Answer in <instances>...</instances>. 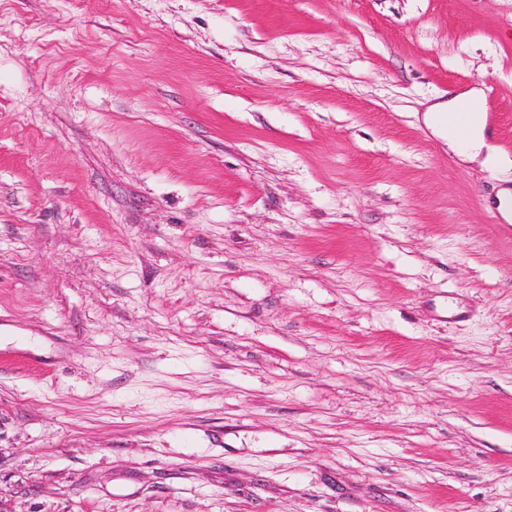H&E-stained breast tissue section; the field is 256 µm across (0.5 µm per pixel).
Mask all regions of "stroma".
I'll return each mask as SVG.
<instances>
[{
	"label": "stroma",
	"mask_w": 512,
	"mask_h": 512,
	"mask_svg": "<svg viewBox=\"0 0 512 512\" xmlns=\"http://www.w3.org/2000/svg\"><path fill=\"white\" fill-rule=\"evenodd\" d=\"M506 187L512 0H0V512H512ZM481 101V91L472 88L466 92L448 98L447 103L432 106L424 115V123L433 130V132L447 141L448 148L454 151L463 161L475 162L487 148L486 131L492 128L493 118L495 117L491 103H486V110L482 108L470 107L465 112H460L454 119L458 132L462 139L466 138L469 129L476 125L471 133L465 148L461 147L455 128L451 122L452 116L459 112L463 104L479 105ZM446 112L448 113L446 115ZM485 124V126L483 125Z\"/></svg>",
	"instance_id": "35a3bbf8"
}]
</instances>
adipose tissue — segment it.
I'll list each match as a JSON object with an SVG mask.
<instances>
[{
    "mask_svg": "<svg viewBox=\"0 0 512 512\" xmlns=\"http://www.w3.org/2000/svg\"><path fill=\"white\" fill-rule=\"evenodd\" d=\"M480 101V90L473 88L449 98L447 103L432 106L424 116L425 124L447 142L449 149L455 151L462 160L467 162L476 161L486 148V130L481 126L475 127L470 133L467 144H459L451 116L459 112L462 105L476 106Z\"/></svg>",
    "mask_w": 512,
    "mask_h": 512,
    "instance_id": "1",
    "label": "adipose tissue"
}]
</instances>
